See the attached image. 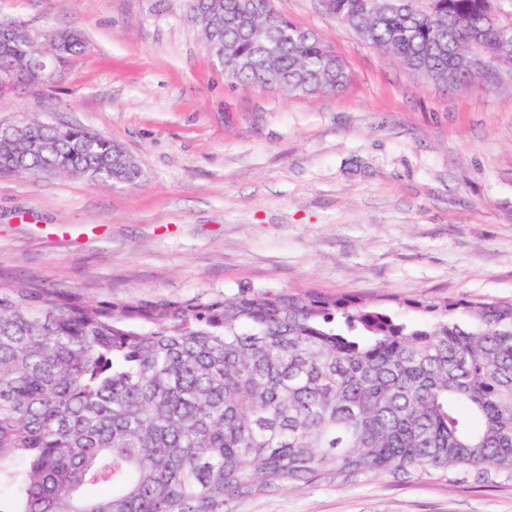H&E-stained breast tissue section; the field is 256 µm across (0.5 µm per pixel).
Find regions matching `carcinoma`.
I'll use <instances>...</instances> for the list:
<instances>
[{
    "instance_id": "1",
    "label": "carcinoma",
    "mask_w": 512,
    "mask_h": 512,
    "mask_svg": "<svg viewBox=\"0 0 512 512\" xmlns=\"http://www.w3.org/2000/svg\"><path fill=\"white\" fill-rule=\"evenodd\" d=\"M332 0L330 15L414 74L467 90L482 0ZM233 83L316 94L341 60L271 0H191ZM263 28L267 40L250 36ZM27 39L0 41V71ZM134 184L138 164L77 126L27 120L0 174ZM405 321L361 299L247 287L224 298L92 304L0 285V512H224L294 481L512 483V299L416 302Z\"/></svg>"
}]
</instances>
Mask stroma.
Segmentation results:
<instances>
[{"label": "stroma", "mask_w": 512, "mask_h": 512, "mask_svg": "<svg viewBox=\"0 0 512 512\" xmlns=\"http://www.w3.org/2000/svg\"><path fill=\"white\" fill-rule=\"evenodd\" d=\"M189 0H0V23L84 47L45 88H0V124L75 125L121 145L137 184L0 175V283L136 303L240 289L407 302L512 298V64L455 91L326 13L344 91L225 80ZM224 512H512V485L296 482Z\"/></svg>", "instance_id": "1"}]
</instances>
